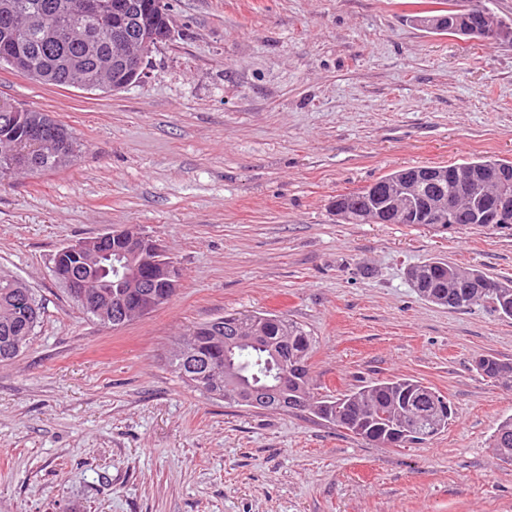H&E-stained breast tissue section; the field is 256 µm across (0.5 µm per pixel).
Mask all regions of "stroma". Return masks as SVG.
<instances>
[{"label":"stroma","instance_id":"35a3bbf8","mask_svg":"<svg viewBox=\"0 0 512 512\" xmlns=\"http://www.w3.org/2000/svg\"><path fill=\"white\" fill-rule=\"evenodd\" d=\"M429 3L166 0L172 36L125 89L0 69V98L81 143L72 165L0 184V269L44 306L0 362V512H512V462L490 446L512 390L475 367L512 363V318L435 305L407 276L438 256L512 280V224H348L331 207L397 168L512 160V45L406 21ZM127 224L181 276L113 327L77 307L53 256ZM232 310L315 336L321 394L411 375L455 416L381 448L201 394L171 352Z\"/></svg>","mask_w":512,"mask_h":512}]
</instances>
